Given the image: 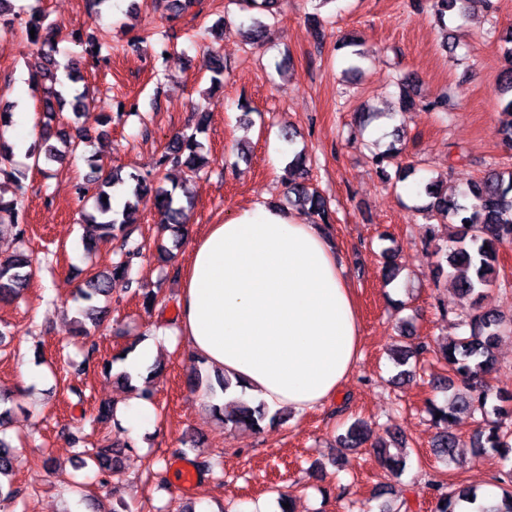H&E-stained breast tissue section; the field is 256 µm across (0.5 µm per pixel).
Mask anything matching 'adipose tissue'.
<instances>
[{"instance_id":"obj_1","label":"adipose tissue","mask_w":512,"mask_h":512,"mask_svg":"<svg viewBox=\"0 0 512 512\" xmlns=\"http://www.w3.org/2000/svg\"><path fill=\"white\" fill-rule=\"evenodd\" d=\"M178 322L195 354L243 383L247 399L301 413L336 395L362 339L327 228L269 200L239 209L198 240Z\"/></svg>"}]
</instances>
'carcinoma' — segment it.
<instances>
[{
    "label": "carcinoma",
    "instance_id": "carcinoma-1",
    "mask_svg": "<svg viewBox=\"0 0 512 512\" xmlns=\"http://www.w3.org/2000/svg\"><path fill=\"white\" fill-rule=\"evenodd\" d=\"M249 24H240L239 29L251 43H260L267 33L268 24L255 16L253 11H266L272 15L278 9V0H233ZM467 0H431L430 9L433 22L438 30L445 34L444 47L452 49L448 20L462 19L466 15ZM35 34H30V30ZM23 33L29 45L37 48L44 58L41 70L31 74L30 82L42 85L43 98L41 109L45 121L37 123L38 136L28 149L34 157V165L46 166L44 175L52 177L48 167L62 163L67 157L76 154L85 147L89 136L78 126L84 94L75 84L80 80L79 62L64 67L65 75L55 76V54L57 44L55 27L47 21V15L33 10L27 17L14 12L10 0H0V48L13 44L17 33ZM76 43L83 48L82 62L98 65L103 61L101 45L95 39H82L73 35ZM212 60L211 81L221 82L224 72L229 70L224 58L214 49L207 47ZM70 107L73 118L66 123L56 121L57 113L64 107ZM208 123V113H195V131L178 134L161 152L154 171L145 174L130 171L124 175L116 172L104 177L99 156L92 154L87 162L93 168V176L78 187V194L84 198H94L93 212L83 214V223L93 232V238L86 243L91 249L96 241H114L119 260L110 270L93 272L86 276L84 287L79 289L75 301L82 302L77 314L83 319L97 324L102 310L96 305L99 297L112 294L113 284L122 282L125 288L141 290L139 282L131 278L132 268L144 257V246L131 240L133 215L141 204L150 202L161 216L160 236H168L171 245L160 243L157 246L159 259L167 262L171 258V247L186 223V210L192 208V202L183 206L178 203L174 189L167 186L171 174L181 173L193 176L211 163L204 144L197 134L204 131ZM401 153L394 145L382 153H375L371 160L381 180L389 182L387 171L391 160ZM14 186L10 198L0 194V235L3 228H9L14 236L22 241L27 234L23 201L27 191L25 185L26 170L14 162L11 145L0 133V180ZM288 187V193L302 207L327 224L330 208L327 199L316 189L309 186V170L301 154L293 156L286 164L282 175ZM424 190L431 201L427 206L448 219L452 232L450 244L435 251V272L447 274L454 279L456 287L472 300L474 309L469 320L470 331L467 334L449 340L438 346L434 353L450 367L454 378H445L437 388L443 391L454 389L455 381H460L464 392L453 394L451 400L443 406L429 403V413L437 428L434 447L436 454L446 457L459 445L458 436L450 429L451 422L461 411H480L484 417L483 427L473 440V447L484 451L491 450L500 455L512 453V393L492 391L486 377L493 370V351L508 327L506 319L494 311L481 310L484 290L499 282L497 266L500 251L512 245V171L504 172L495 168L484 176L468 183L466 189L456 196H450L434 182L425 185ZM36 260L32 254L20 250L12 254H0V302H12L22 296L36 271ZM426 343L416 346L406 345L393 350L392 358L400 366L420 352L428 351ZM187 387L192 391L204 390L210 393L215 389L227 392L231 386L229 378L222 373H211L197 365L189 368ZM9 397L0 393V477L13 475L17 456L10 443L6 441V429L11 416L7 407ZM212 413L224 424L234 427L255 428L267 417L265 404L249 406L241 399H232L222 405H210ZM372 436L368 425L358 420L346 433L338 436V445L345 449L358 448ZM377 449L385 476L392 477L403 470L405 461L387 452L386 443L378 440L371 444ZM123 448H102L97 452H84V455L102 471H119ZM436 492L434 512H467L464 505L477 502V492L462 483L448 484L442 480L433 482ZM500 501L492 507H478L477 512H512V472L499 479Z\"/></svg>",
    "mask_w": 512,
    "mask_h": 512
}]
</instances>
